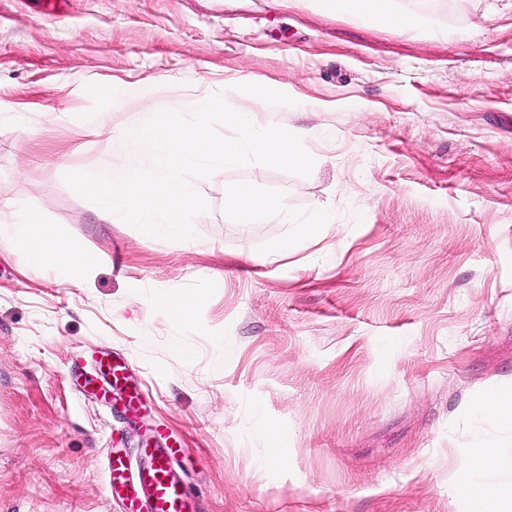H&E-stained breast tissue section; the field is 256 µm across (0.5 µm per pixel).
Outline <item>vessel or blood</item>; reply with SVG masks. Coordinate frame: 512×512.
Segmentation results:
<instances>
[{
  "label": "vessel or blood",
  "instance_id": "vessel-or-blood-1",
  "mask_svg": "<svg viewBox=\"0 0 512 512\" xmlns=\"http://www.w3.org/2000/svg\"><path fill=\"white\" fill-rule=\"evenodd\" d=\"M75 386L81 396L108 405L120 403L128 418L137 417L144 404L139 391L128 382L126 361L109 354L96 358L94 372L78 374ZM144 453L149 463L136 472L125 450L113 448L107 456L109 490L121 500L125 512H198L175 467V444L155 436L147 442Z\"/></svg>",
  "mask_w": 512,
  "mask_h": 512
}]
</instances>
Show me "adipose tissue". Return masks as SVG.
<instances>
[{"label": "adipose tissue", "instance_id": "adipose-tissue-1", "mask_svg": "<svg viewBox=\"0 0 512 512\" xmlns=\"http://www.w3.org/2000/svg\"><path fill=\"white\" fill-rule=\"evenodd\" d=\"M321 5L328 11L351 12L368 19H380L400 30H413L422 25L415 14L396 9L394 0H321ZM230 216L237 224H263L274 217L284 221L289 218L281 200L261 195L247 184L234 189ZM0 231L5 232L13 247L25 252L32 266L54 265L74 271L83 282L93 274V264L52 236L33 214H16L0 205Z\"/></svg>", "mask_w": 512, "mask_h": 512}]
</instances>
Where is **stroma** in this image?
<instances>
[{
	"instance_id": "obj_1",
	"label": "stroma",
	"mask_w": 512,
	"mask_h": 512,
	"mask_svg": "<svg viewBox=\"0 0 512 512\" xmlns=\"http://www.w3.org/2000/svg\"><path fill=\"white\" fill-rule=\"evenodd\" d=\"M401 4L424 27L316 0H0V202L96 266L76 288L0 247V512H123L107 452L144 464L162 424L199 512L512 496V425L477 409L512 392V0ZM213 93L255 124L307 129L311 174L252 163L196 180L209 210L185 245L64 183L148 166L123 137L129 101L186 110ZM241 183L294 223L231 222ZM276 239L291 246L268 255ZM174 290L207 304L174 321L154 301ZM100 349L144 394L131 423L75 390ZM483 444L501 468L469 463Z\"/></svg>"
}]
</instances>
